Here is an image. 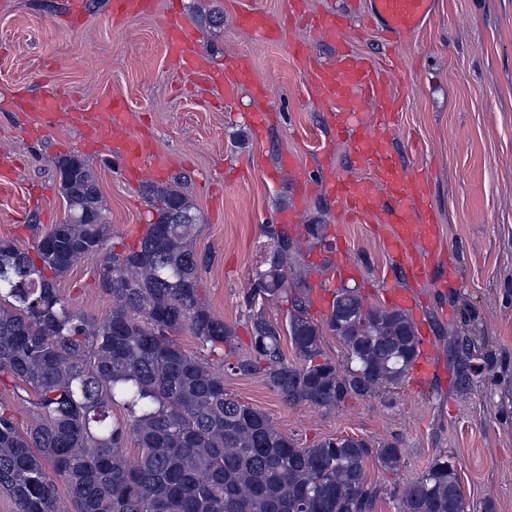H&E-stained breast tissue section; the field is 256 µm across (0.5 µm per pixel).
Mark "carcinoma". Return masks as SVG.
<instances>
[{"mask_svg": "<svg viewBox=\"0 0 512 512\" xmlns=\"http://www.w3.org/2000/svg\"><path fill=\"white\" fill-rule=\"evenodd\" d=\"M57 169L63 223L33 254L0 238V380L9 378L35 413L22 431L0 405V489L15 512H58L59 482L75 512H372L378 489L366 462L396 471L401 449L352 436L298 448L267 415L226 393L210 360L185 353L172 336L189 330L231 374L262 375L290 405L330 408L406 379L421 341L405 313L369 305L343 285L325 325L315 323L301 248L268 224L265 268L243 297L250 353H238L233 329L200 298L207 258L194 250L196 208L153 182L145 185L153 218L138 245L112 250L98 270L110 315L97 322L74 313L56 281L108 248L109 222L84 159L62 157ZM273 300L288 303L285 329L265 313ZM326 329L355 366L324 354ZM284 330L297 365L281 350ZM115 405L124 419L112 418ZM129 441L138 450L132 461L122 451ZM398 512H466L448 456L405 484Z\"/></svg>", "mask_w": 512, "mask_h": 512, "instance_id": "cac0c4a2", "label": "carcinoma"}]
</instances>
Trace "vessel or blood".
Returning a JSON list of instances; mask_svg holds the SVG:
<instances>
[{
    "label": "vessel or blood",
    "instance_id": "b4317fda",
    "mask_svg": "<svg viewBox=\"0 0 512 512\" xmlns=\"http://www.w3.org/2000/svg\"><path fill=\"white\" fill-rule=\"evenodd\" d=\"M368 5L372 17L396 38L422 28L433 16L436 0H368ZM146 8V0H112V18L119 23L143 15ZM312 26L342 42L349 34L345 23L329 12L313 17ZM167 30L170 51L182 69L206 76L225 99L234 98L243 83L254 81L252 63L242 55L228 60L223 71H213L199 35L185 18L171 16ZM292 56L308 72L318 95L331 103L332 127L337 134L350 135L356 154L372 171L370 178L356 182L329 170L325 183L350 221L382 225L384 250L410 282L406 288L385 289L383 299L389 306L419 317L415 286L431 281L446 285L453 273L446 268L447 250L430 202L427 174L404 175L393 159L391 138L400 104L389 79L364 56L350 51L337 52L335 59L325 63L315 62L300 46L293 48ZM365 103L373 110L369 124H354ZM98 108L109 113L110 119L89 126L88 131L119 157L127 178L136 180L157 170L151 149L133 130L134 118L128 108L115 98L101 100ZM432 371L433 348L426 341L411 371L412 386L427 384Z\"/></svg>",
    "mask_w": 512,
    "mask_h": 512
}]
</instances>
